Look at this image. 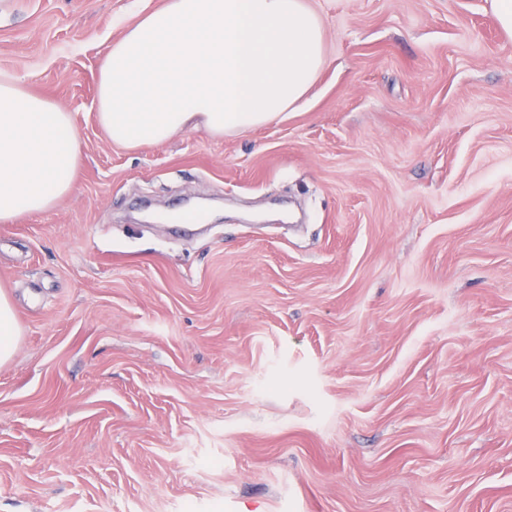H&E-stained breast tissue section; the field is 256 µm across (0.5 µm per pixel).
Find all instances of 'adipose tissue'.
<instances>
[{
	"label": "adipose tissue",
	"instance_id": "ef3b65f1",
	"mask_svg": "<svg viewBox=\"0 0 512 512\" xmlns=\"http://www.w3.org/2000/svg\"><path fill=\"white\" fill-rule=\"evenodd\" d=\"M325 63L323 26L306 0H165L110 45L97 115L127 149L199 127L239 132L298 109ZM80 159L69 112L0 80V222L54 207Z\"/></svg>",
	"mask_w": 512,
	"mask_h": 512
}]
</instances>
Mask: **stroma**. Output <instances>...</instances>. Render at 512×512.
Segmentation results:
<instances>
[{"label":"stroma","mask_w":512,"mask_h":512,"mask_svg":"<svg viewBox=\"0 0 512 512\" xmlns=\"http://www.w3.org/2000/svg\"><path fill=\"white\" fill-rule=\"evenodd\" d=\"M164 0H0L82 163L0 222V512H512V36L489 0H308L281 121L128 150L94 101ZM212 199L176 237L147 212ZM20 328L8 295L0 290V365L13 356Z\"/></svg>","instance_id":"1"}]
</instances>
